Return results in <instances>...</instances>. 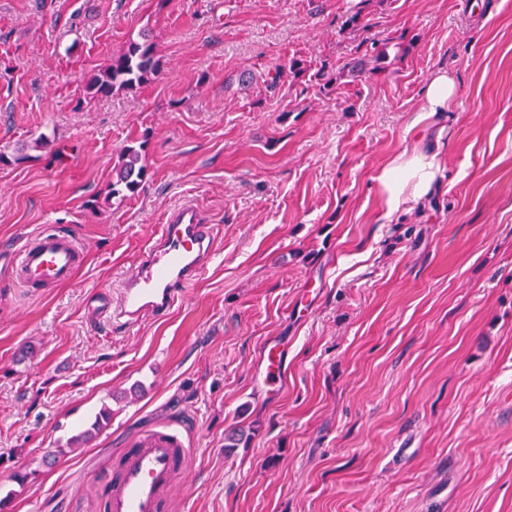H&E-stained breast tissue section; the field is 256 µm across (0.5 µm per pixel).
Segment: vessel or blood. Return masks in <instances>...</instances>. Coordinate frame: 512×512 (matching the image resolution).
I'll use <instances>...</instances> for the list:
<instances>
[{
  "mask_svg": "<svg viewBox=\"0 0 512 512\" xmlns=\"http://www.w3.org/2000/svg\"><path fill=\"white\" fill-rule=\"evenodd\" d=\"M218 256L215 230L193 201L168 212L156 238L123 279L116 298L106 300L102 313L108 324L132 328L144 319H166L185 298L190 285ZM83 260V248L73 231L43 225L26 236L17 253L16 275L27 288L70 284ZM287 351L279 343L265 344L259 384L274 391L283 381ZM189 432L181 423L153 426L122 449L112 462L106 488L108 512H170L177 479L190 461Z\"/></svg>",
  "mask_w": 512,
  "mask_h": 512,
  "instance_id": "b4317fda",
  "label": "vessel or blood"
}]
</instances>
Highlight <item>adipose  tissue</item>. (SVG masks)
Segmentation results:
<instances>
[{
    "instance_id": "ef3b65f1",
    "label": "adipose tissue",
    "mask_w": 512,
    "mask_h": 512,
    "mask_svg": "<svg viewBox=\"0 0 512 512\" xmlns=\"http://www.w3.org/2000/svg\"><path fill=\"white\" fill-rule=\"evenodd\" d=\"M436 165L435 156L416 153L384 166L376 179L386 195L389 211H396L401 203L427 193L435 177Z\"/></svg>"
}]
</instances>
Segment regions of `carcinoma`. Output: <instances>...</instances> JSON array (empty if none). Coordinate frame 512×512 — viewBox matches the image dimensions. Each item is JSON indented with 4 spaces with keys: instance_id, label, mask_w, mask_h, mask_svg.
<instances>
[{
    "instance_id": "obj_1",
    "label": "carcinoma",
    "mask_w": 512,
    "mask_h": 512,
    "mask_svg": "<svg viewBox=\"0 0 512 512\" xmlns=\"http://www.w3.org/2000/svg\"><path fill=\"white\" fill-rule=\"evenodd\" d=\"M162 70L155 43L143 32L131 38L121 53L112 57V63L93 75L88 83L89 95L108 96L116 89H134L147 83ZM148 174L143 149L126 146L113 168L109 198L123 201L138 192Z\"/></svg>"
}]
</instances>
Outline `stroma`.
I'll use <instances>...</instances> for the list:
<instances>
[{
    "label": "stroma",
    "instance_id": "35a3bbf8",
    "mask_svg": "<svg viewBox=\"0 0 512 512\" xmlns=\"http://www.w3.org/2000/svg\"><path fill=\"white\" fill-rule=\"evenodd\" d=\"M143 31L161 73L89 98ZM292 58L306 73L268 90ZM439 71L456 104L431 116ZM139 144L143 188L108 200ZM0 151L6 512H104L99 477L168 421L192 448L173 512H512V0H0ZM416 151L442 174L388 213L375 176ZM186 199L216 264L168 319L99 324ZM44 224L85 264L21 287L17 246ZM456 96V82L446 72H438L429 81L424 93V112H450ZM288 351L279 343L270 341L265 344L262 354L263 370L259 384L265 392L275 391L283 382Z\"/></svg>",
    "mask_w": 512,
    "mask_h": 512
}]
</instances>
